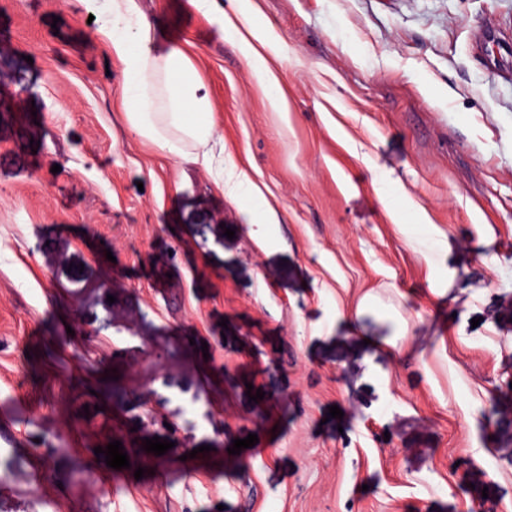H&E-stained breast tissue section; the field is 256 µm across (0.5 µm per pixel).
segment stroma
Wrapping results in <instances>:
<instances>
[{
  "label": "stroma",
  "instance_id": "35a3bbf8",
  "mask_svg": "<svg viewBox=\"0 0 512 512\" xmlns=\"http://www.w3.org/2000/svg\"><path fill=\"white\" fill-rule=\"evenodd\" d=\"M218 2L140 0L274 224L129 129L105 0H0L8 512H512V0Z\"/></svg>",
  "mask_w": 512,
  "mask_h": 512
}]
</instances>
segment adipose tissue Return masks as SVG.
I'll list each match as a JSON object with an SVG mask.
<instances>
[{"label": "adipose tissue", "mask_w": 512, "mask_h": 512, "mask_svg": "<svg viewBox=\"0 0 512 512\" xmlns=\"http://www.w3.org/2000/svg\"><path fill=\"white\" fill-rule=\"evenodd\" d=\"M99 32L126 67L122 98L129 127L182 163L214 171L230 191L249 189L258 222L275 223L276 209L248 171L226 166L216 150L212 102L189 47L174 44L153 52L154 29L139 0H109Z\"/></svg>", "instance_id": "1"}]
</instances>
